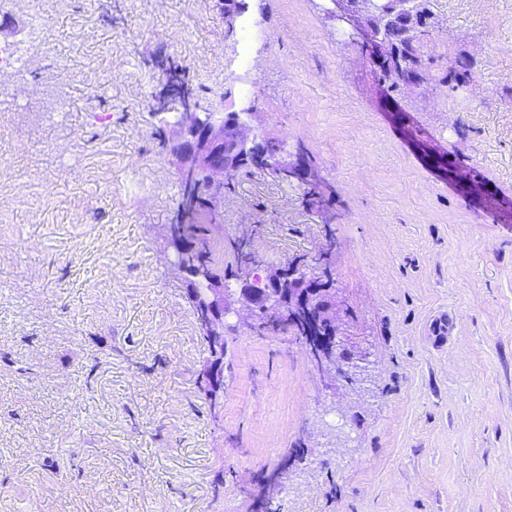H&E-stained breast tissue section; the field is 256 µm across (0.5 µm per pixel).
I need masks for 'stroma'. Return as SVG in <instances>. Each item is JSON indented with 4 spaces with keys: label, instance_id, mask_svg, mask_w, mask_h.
Masks as SVG:
<instances>
[{
    "label": "stroma",
    "instance_id": "obj_1",
    "mask_svg": "<svg viewBox=\"0 0 512 512\" xmlns=\"http://www.w3.org/2000/svg\"><path fill=\"white\" fill-rule=\"evenodd\" d=\"M324 0H0V512H512V225L408 135L512 199V0H431L442 64L386 103ZM254 16L272 39L226 60ZM200 108L314 159L332 223L261 170L224 195L223 235L268 266L333 243L336 328L367 393L327 389L294 336L228 316L224 396L162 238L176 167L148 108L163 68ZM80 469H72V461ZM203 373L204 375H207L211 381L209 382L208 379L203 378L201 383V388L208 396L211 393V384L213 388V397L216 400H221L222 395L224 393V381L223 386L220 379V374H218V367L216 364H214L211 360H209L207 357L203 360Z\"/></svg>",
    "mask_w": 512,
    "mask_h": 512
}]
</instances>
